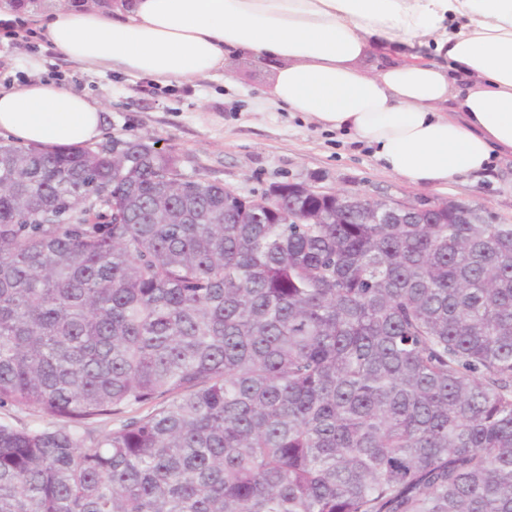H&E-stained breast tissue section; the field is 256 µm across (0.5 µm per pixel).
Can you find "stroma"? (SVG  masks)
I'll return each mask as SVG.
<instances>
[{"label": "stroma", "mask_w": 512, "mask_h": 512, "mask_svg": "<svg viewBox=\"0 0 512 512\" xmlns=\"http://www.w3.org/2000/svg\"><path fill=\"white\" fill-rule=\"evenodd\" d=\"M61 72L63 87L101 101L100 144L148 137L175 155L185 176L258 197L283 181L379 199L448 197L478 208L489 222L512 224V157L478 176L416 187L385 171L374 150L273 106L271 64L247 54L227 57L223 74L159 84L119 72L91 73L39 37L0 38V85L9 87Z\"/></svg>", "instance_id": "stroma-1"}]
</instances>
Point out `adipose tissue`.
Instances as JSON below:
<instances>
[{"label":"adipose tissue","mask_w":512,"mask_h":512,"mask_svg":"<svg viewBox=\"0 0 512 512\" xmlns=\"http://www.w3.org/2000/svg\"><path fill=\"white\" fill-rule=\"evenodd\" d=\"M35 21L89 71L171 82L233 53L273 62L275 106L353 133L416 186L512 155V0H112ZM102 110L51 81L0 88V132L23 145L94 142Z\"/></svg>","instance_id":"obj_1"}]
</instances>
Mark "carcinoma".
<instances>
[{"mask_svg": "<svg viewBox=\"0 0 512 512\" xmlns=\"http://www.w3.org/2000/svg\"><path fill=\"white\" fill-rule=\"evenodd\" d=\"M122 149L0 142V512H512V224Z\"/></svg>", "mask_w": 512, "mask_h": 512, "instance_id": "cac0c4a2", "label": "carcinoma"}]
</instances>
